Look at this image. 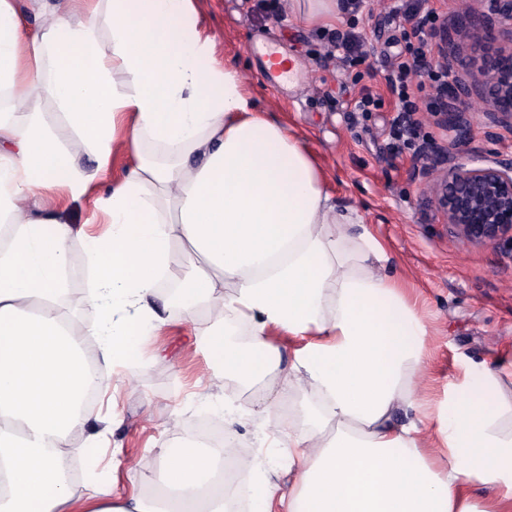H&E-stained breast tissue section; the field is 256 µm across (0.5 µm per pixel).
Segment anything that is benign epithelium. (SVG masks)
<instances>
[{
	"label": "benign epithelium",
	"mask_w": 512,
	"mask_h": 512,
	"mask_svg": "<svg viewBox=\"0 0 512 512\" xmlns=\"http://www.w3.org/2000/svg\"><path fill=\"white\" fill-rule=\"evenodd\" d=\"M442 44L427 69L450 71L458 64L448 44L463 43L477 54L481 79H453L432 112L451 133L445 144L430 143L418 153V175L430 186L432 202L455 241L465 246L512 241V156L462 146L472 111L494 126L512 128V0H490V12H466L440 29Z\"/></svg>",
	"instance_id": "7a95c632"
}]
</instances>
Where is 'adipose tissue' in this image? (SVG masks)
<instances>
[{
  "label": "adipose tissue",
  "mask_w": 512,
  "mask_h": 512,
  "mask_svg": "<svg viewBox=\"0 0 512 512\" xmlns=\"http://www.w3.org/2000/svg\"><path fill=\"white\" fill-rule=\"evenodd\" d=\"M0 0V512H201L197 491L223 460L256 476L252 512L279 499L284 512H486L471 486L512 496V401L492 368L450 385L437 432L448 464L422 452V430L397 424L418 405L412 386L428 334L389 257L338 208L307 143L254 111L241 74L222 67L198 28L193 0ZM51 102L70 131L38 108ZM133 155L123 177L97 191L116 146ZM88 154L93 171L80 169ZM93 196L106 229L71 224L59 202ZM56 208H47V200ZM84 251L75 255L73 239ZM207 268L178 274L174 242ZM89 277L98 353L61 308L74 264ZM181 277V308L205 313L209 355L243 379L273 372L266 341L300 342L277 392H313L302 422L280 438L298 489L283 493L235 439L186 442L166 453L165 486L178 497L144 504L112 496L99 472L107 429L72 442L90 419L85 394L117 363L134 364L162 317V278ZM89 473L75 499L64 469Z\"/></svg>",
  "instance_id": "obj_1"
}]
</instances>
